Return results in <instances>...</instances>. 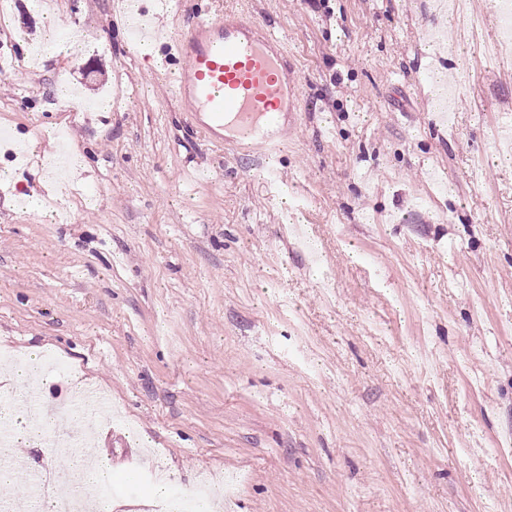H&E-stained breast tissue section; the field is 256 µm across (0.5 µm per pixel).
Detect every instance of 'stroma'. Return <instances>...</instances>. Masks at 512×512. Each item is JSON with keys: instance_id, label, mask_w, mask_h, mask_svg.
<instances>
[{"instance_id": "1", "label": "stroma", "mask_w": 512, "mask_h": 512, "mask_svg": "<svg viewBox=\"0 0 512 512\" xmlns=\"http://www.w3.org/2000/svg\"><path fill=\"white\" fill-rule=\"evenodd\" d=\"M116 2L0 0V353L54 359L46 402L77 374L108 397L115 512H148L146 454L223 512H506L512 163L492 160L512 41L487 25L440 48L430 0H169L174 31L238 7L285 38L301 87L280 172L305 252L255 163L192 132ZM48 12L82 48L22 62ZM434 70L458 90L447 129ZM59 85L88 110L55 109ZM60 134L89 158L61 188L39 177ZM30 193L54 219L18 206Z\"/></svg>"}]
</instances>
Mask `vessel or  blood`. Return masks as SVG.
Wrapping results in <instances>:
<instances>
[{
	"label": "vessel or blood",
	"instance_id": "1",
	"mask_svg": "<svg viewBox=\"0 0 512 512\" xmlns=\"http://www.w3.org/2000/svg\"><path fill=\"white\" fill-rule=\"evenodd\" d=\"M126 21L160 47L159 74L182 110L193 114L197 128L232 144L244 157L261 155L270 193L280 197L276 171L287 148L285 120L297 112L301 85L281 34L244 22L231 9L220 16L198 15L189 29L177 33L152 28L148 11L139 7L129 10ZM69 396L91 416L109 406L88 383Z\"/></svg>",
	"mask_w": 512,
	"mask_h": 512
}]
</instances>
